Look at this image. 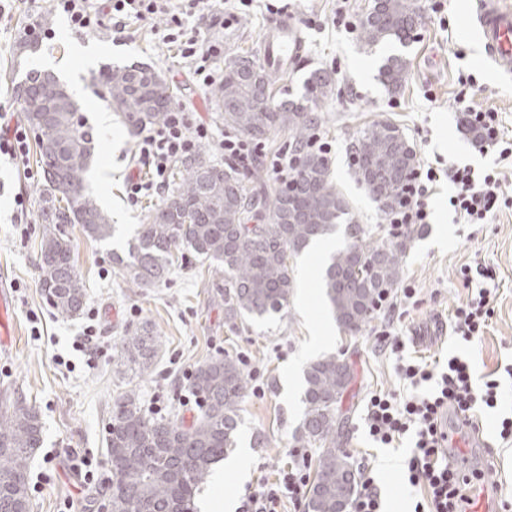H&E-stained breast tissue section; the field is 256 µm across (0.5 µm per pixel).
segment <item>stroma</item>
<instances>
[{
  "label": "stroma",
  "mask_w": 512,
  "mask_h": 512,
  "mask_svg": "<svg viewBox=\"0 0 512 512\" xmlns=\"http://www.w3.org/2000/svg\"><path fill=\"white\" fill-rule=\"evenodd\" d=\"M371 0H250L238 18L225 25L221 9L201 21L204 39L223 43L225 60L259 58L261 35L270 21L288 18L300 31L304 53L287 77L277 78V98H294L303 91L311 71H328L333 92L318 105V134L332 145L328 160L332 180L348 200L353 220L389 240L385 214L358 183L351 165V144L373 121L388 119L405 134L419 162L444 170L454 163L485 165L471 145L454 98L459 75H472L468 98L479 109L499 112L504 131L512 136V79L493 65L473 57L479 37L471 17L475 0H444L443 12L434 0H421L423 21L409 46L391 42L368 47L359 30L336 25L339 5H347L360 21ZM164 17L130 23L116 35L111 25L78 34L52 12L48 0H13L0 17V110L22 114L15 88L39 58L59 64L58 78L75 91L81 116L96 139L95 154L84 174L87 193L112 218L114 231L106 242L87 240L80 225H69L74 261L86 283L83 310L71 318L56 316L38 285L40 220L38 192L43 176L36 161L27 169L0 160V290L10 308L7 342L0 344V397H22L36 407L42 441L30 462V494L34 512H98L108 496L111 473L106 460L107 422L116 396L135 390L143 406L168 414L178 410L192 419L198 408L187 391L186 371L224 354L237 357L249 375L241 405L239 438L253 452L252 479L273 481L292 460L293 436L304 414V366L322 353H335L352 366L354 380L339 410L343 446L356 467L370 466L386 512H413L419 498L405 476L407 443L377 448L364 429L366 404L372 394L394 393L403 383L396 357L379 347L382 331L400 337L405 356L422 362L467 357L474 385L496 374L503 397L498 408L479 412V433L472 436L473 462L486 464L485 491L491 501L512 494V441L499 436L497 421L512 411V208L484 224H456L448 209L453 188L447 179L434 186L427 203L430 221L415 227L403 259V288L415 291L414 301L396 309H378L357 334L337 326L322 289L326 259L310 248L290 258L294 288L283 311L262 319L230 325L224 319V275L208 262L185 254L164 283L139 288L114 273L113 254H125L133 244L149 208L160 196L130 200L129 181H145L149 171L138 159V139L120 122L104 130L99 122L107 106L93 80L100 70L142 64L156 69L177 85V105L222 126L209 88L199 86L191 65L175 47L155 33ZM49 24L55 36L38 39L34 31ZM95 48L90 63L75 57L76 46ZM400 55L408 74L399 92L380 80L387 57ZM27 199V229L16 219L15 195ZM482 263L495 269L494 313L484 334L464 343L443 332L455 307L467 296L460 268ZM95 326L92 344L77 347L86 326ZM146 326L159 346L145 373L126 369L116 346L136 328ZM92 458L94 478L84 483L76 472L82 458Z\"/></svg>",
  "instance_id": "1"
}]
</instances>
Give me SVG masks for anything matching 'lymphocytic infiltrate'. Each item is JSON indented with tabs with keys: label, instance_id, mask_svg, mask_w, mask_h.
<instances>
[{
	"label": "lymphocytic infiltrate",
	"instance_id": "lymphocytic-infiltrate-1",
	"mask_svg": "<svg viewBox=\"0 0 512 512\" xmlns=\"http://www.w3.org/2000/svg\"><path fill=\"white\" fill-rule=\"evenodd\" d=\"M53 11L66 16L79 33L96 30L111 22L115 33H123L130 21H144L156 15L169 16L170 22L159 34L163 43L179 44L181 55L194 68L201 86L208 87L222 76L218 45L187 35L182 19L205 16L213 9V0H51ZM456 109L473 132V147L487 159L483 170L464 165L448 167V180L455 192L448 199L457 224H481L499 211L505 202L500 193L502 170L512 166V138L505 135L498 112L478 110L470 105L465 93L455 97ZM218 138L221 151L230 156L243 155V140L216 137L212 125L193 119L184 109L175 107L166 121L141 133L139 158L152 172L148 181L128 184L130 198L142 192L163 193L171 163L191 155L198 142ZM438 172L429 165L414 168L403 190L400 203L386 210L385 220L392 236L398 237L418 224L427 223L426 200ZM467 290L465 302L451 318V329L461 340L471 341L483 335L492 315L489 281L496 272L489 266H464L460 269ZM381 343L396 355V371L412 387L405 400L393 396H370L364 417L368 436L381 447H390L405 435H412L413 446L406 461L407 479L421 491L414 512H473L477 505L472 489L479 487L483 475L470 468L465 456L454 453L452 437L443 425L445 415H454L463 428H474L476 408H495L500 396V382L490 377L481 389H474L466 359L450 358L447 370L437 372L428 365L406 358L404 344L389 333H382ZM294 461L284 468L275 482L257 483L245 494L238 512H281L282 504H301L310 482V463L305 452L293 449Z\"/></svg>",
	"mask_w": 512,
	"mask_h": 512
}]
</instances>
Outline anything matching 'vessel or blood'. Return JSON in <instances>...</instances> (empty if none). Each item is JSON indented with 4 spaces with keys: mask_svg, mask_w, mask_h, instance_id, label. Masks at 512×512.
I'll list each match as a JSON object with an SVG mask.
<instances>
[{
    "mask_svg": "<svg viewBox=\"0 0 512 512\" xmlns=\"http://www.w3.org/2000/svg\"><path fill=\"white\" fill-rule=\"evenodd\" d=\"M476 30L488 58L503 73L512 74V6L505 0H478ZM273 35L261 39L262 57L270 67L287 70L289 62L302 55L303 42L298 30L281 19L275 22Z\"/></svg>",
    "mask_w": 512,
    "mask_h": 512,
    "instance_id": "vessel-or-blood-1",
    "label": "vessel or blood"
}]
</instances>
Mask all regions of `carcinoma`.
<instances>
[{
    "instance_id": "obj_1",
    "label": "carcinoma",
    "mask_w": 512,
    "mask_h": 512,
    "mask_svg": "<svg viewBox=\"0 0 512 512\" xmlns=\"http://www.w3.org/2000/svg\"><path fill=\"white\" fill-rule=\"evenodd\" d=\"M360 22L369 46L396 40L406 46L422 20L419 0H378ZM407 61L388 59L381 70L393 92L406 78ZM272 70L248 57L224 69L213 91L224 127L258 143L278 129L293 133L300 154L297 172L271 197L261 189L255 169L233 160L213 163L200 153L177 162L172 190L141 225L128 256L115 259L117 274L138 287L160 283L172 273L174 257L188 251L217 263L224 272V318L264 317L282 311L293 287L288 265L296 255L345 225V243L325 264L323 288L336 322L360 331L378 308L380 297L402 278V259L411 234L392 243L373 240L372 230L355 224L349 205L330 181V168L309 142L318 124V102L331 91V78L314 71L297 101L277 105ZM103 99L119 114L132 135L162 123L176 89L148 66L108 68L95 78ZM20 110L37 133V157L43 172V231L39 288L46 303L62 317L84 307L86 288L73 258L67 226L81 225L94 241L112 237L109 216L86 193L84 172L93 156V134L80 107L51 73L32 72L23 83ZM354 175L384 209L399 199L416 152L389 120L369 125L353 143ZM156 336L143 327L125 338L120 357L149 369ZM353 380L351 366L339 355H325L304 371L306 412L294 447L315 448L314 477L307 493L310 512H349L358 492V470L341 449L339 404ZM199 398L190 424L177 416L142 409L132 390L116 398L108 422L107 463L111 512H192L196 491L212 466L237 447L239 412L248 374L229 355L196 366L187 383ZM42 425L35 407L20 398L0 416V512H30L29 461L40 447Z\"/></svg>"
}]
</instances>
